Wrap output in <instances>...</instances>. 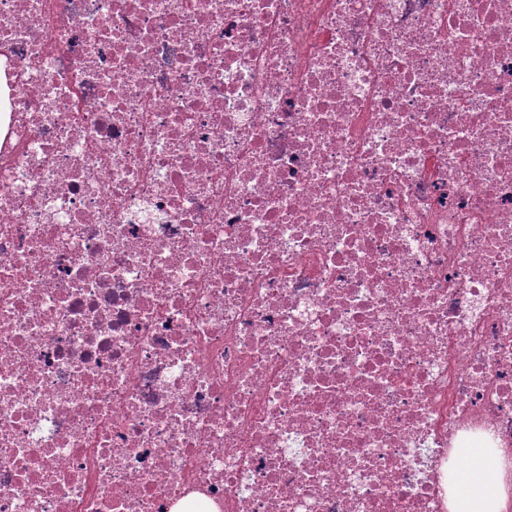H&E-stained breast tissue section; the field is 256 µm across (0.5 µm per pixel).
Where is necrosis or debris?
I'll use <instances>...</instances> for the list:
<instances>
[{
    "label": "necrosis or debris",
    "mask_w": 512,
    "mask_h": 512,
    "mask_svg": "<svg viewBox=\"0 0 512 512\" xmlns=\"http://www.w3.org/2000/svg\"><path fill=\"white\" fill-rule=\"evenodd\" d=\"M0 512H512V0H0ZM472 463L475 466L470 475L468 464L460 470L464 477L458 473L454 477L449 497L451 512H500L507 497L502 476L492 478L480 459H473Z\"/></svg>",
    "instance_id": "obj_1"
}]
</instances>
